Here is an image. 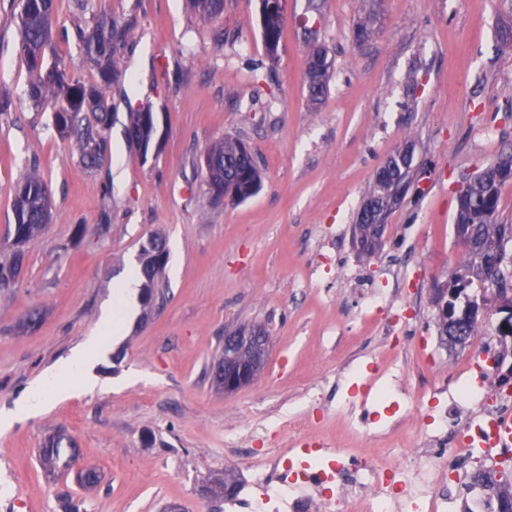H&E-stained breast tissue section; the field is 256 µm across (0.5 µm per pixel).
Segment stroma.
I'll return each mask as SVG.
<instances>
[{"mask_svg": "<svg viewBox=\"0 0 512 512\" xmlns=\"http://www.w3.org/2000/svg\"><path fill=\"white\" fill-rule=\"evenodd\" d=\"M319 24H301L308 0H286L279 57L268 76L259 0H224L202 18L190 0H54L46 63L97 81L77 28L111 18L122 34L105 89L108 151L90 169L53 127L54 103L33 105L14 0H0V264L22 252L0 288V512H224L216 480L254 495L263 458L298 457L294 418L335 428L349 402L366 399L377 432L404 420L411 440L438 423L408 391L377 400L381 362L399 347L417 376L427 333L442 368L470 356L445 346L430 290L464 258L453 230L461 175L512 154V0H386L368 43L352 31L364 0H320ZM333 64L330 91L311 104L307 44ZM151 108L157 141L140 151L125 130ZM249 145L262 188L247 201L213 200L203 155L224 136ZM416 144V193L388 218L370 257L352 245L353 216L378 167L404 137ZM40 176L52 219L20 250L6 241L16 189ZM161 238L168 259L151 306H118L115 285ZM417 294L408 315L383 307L360 329V284ZM123 318L94 366L95 390L70 388L44 411L18 406L45 375ZM258 327L266 367L232 395L212 366L227 334ZM77 444L99 483L46 474L38 450L56 432Z\"/></svg>", "mask_w": 512, "mask_h": 512, "instance_id": "35a3bbf8", "label": "stroma"}]
</instances>
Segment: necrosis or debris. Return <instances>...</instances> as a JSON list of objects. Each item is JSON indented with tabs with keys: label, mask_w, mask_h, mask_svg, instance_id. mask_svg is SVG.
<instances>
[{
	"label": "necrosis or debris",
	"mask_w": 512,
	"mask_h": 512,
	"mask_svg": "<svg viewBox=\"0 0 512 512\" xmlns=\"http://www.w3.org/2000/svg\"><path fill=\"white\" fill-rule=\"evenodd\" d=\"M491 374L480 349L453 368L447 385L426 378L413 385L417 406L444 390L454 412L451 430L425 433L416 445L404 425L382 435L364 433L352 413L344 412L343 433L361 435L369 449L355 468L341 466L330 475L269 458L254 478L258 498L229 501L226 512H448L446 491L457 485V460L477 448L508 446L496 427L512 416V394H490ZM397 448L406 449L405 460H396Z\"/></svg>",
	"instance_id": "necrosis-or-debris-1"
}]
</instances>
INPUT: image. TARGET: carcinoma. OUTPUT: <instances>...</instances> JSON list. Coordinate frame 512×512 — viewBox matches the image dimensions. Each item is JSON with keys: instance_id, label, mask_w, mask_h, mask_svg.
Masks as SVG:
<instances>
[{"instance_id": "obj_1", "label": "carcinoma", "mask_w": 512, "mask_h": 512, "mask_svg": "<svg viewBox=\"0 0 512 512\" xmlns=\"http://www.w3.org/2000/svg\"><path fill=\"white\" fill-rule=\"evenodd\" d=\"M383 0H375V8L360 20L353 30V40L358 44L368 42L374 34L378 19V8ZM21 27V48L29 72L33 79L29 85V98L40 104L47 99L61 101L53 113V123L58 117L67 115L65 138H75L81 162L87 167L97 166L104 158L107 141L104 131L108 126V106L102 88L93 83L79 80H67L65 73L58 68L49 70L36 66L32 61L35 51H45L48 40L45 39V20L52 15L54 0H19ZM260 14L262 35L268 58L275 61L281 40V11H270L267 0H261ZM76 38L84 51L92 57L99 69L103 82L112 79L116 70L117 41L120 38L116 26L107 21L97 23L88 33L79 27ZM308 61L313 67L307 69L308 96L313 101L325 97L332 79V63L327 51L318 45H311ZM151 115L148 110L134 112L131 115L128 133L141 136L148 150L154 138L151 128L145 127V118ZM414 146L410 138L404 139L391 155L380 165L373 180L366 188L361 203L354 215V231L362 239L373 236L372 225L378 216L388 218L395 208L396 197L412 177L416 168V155L405 157L403 150ZM219 165L223 173L235 187L233 198L243 202L254 196L262 184L260 168L251 151L239 139L226 137L207 151ZM495 164L491 163L473 176L463 181L458 196V208L454 217V231L457 241L465 252L461 265L448 274V287L471 289L474 286L489 285L503 289L500 276V244L503 239H512V224L499 222L501 189L512 181L507 175H496ZM24 195L13 201L14 224L13 243L19 244L40 233L49 221L44 214L46 186L38 176L30 177L24 184ZM165 249H157L155 240H150L141 251V273L144 277L141 289L143 304L149 305L159 294L157 279L162 272L167 256ZM439 333L442 336H475L479 324L472 320L456 325L448 324L438 318ZM77 452L74 442L63 433L49 438L39 450L43 468L53 472L67 467V459Z\"/></svg>"}]
</instances>
